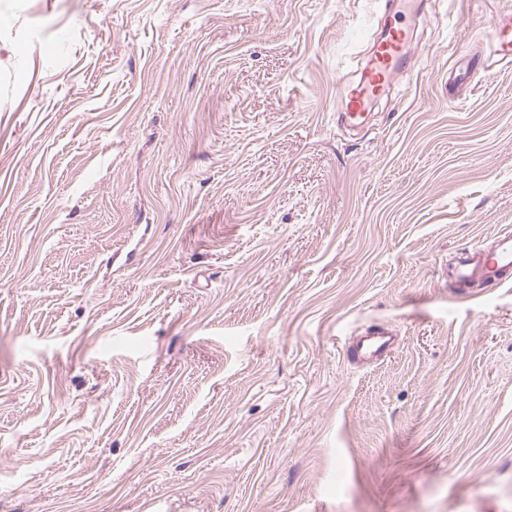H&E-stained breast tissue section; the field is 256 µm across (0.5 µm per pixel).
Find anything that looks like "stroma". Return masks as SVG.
Here are the masks:
<instances>
[{
  "label": "stroma",
  "instance_id": "obj_1",
  "mask_svg": "<svg viewBox=\"0 0 512 512\" xmlns=\"http://www.w3.org/2000/svg\"><path fill=\"white\" fill-rule=\"evenodd\" d=\"M427 3L350 129L378 0H0V512H512V0ZM489 56L487 68L512 65V9L494 7L489 14ZM451 277L463 291L480 283H508L512 279V232L497 233L489 245L480 243L461 250L455 255ZM393 337L385 331L369 332L353 340L350 359L355 363L382 360L393 348Z\"/></svg>",
  "mask_w": 512,
  "mask_h": 512
}]
</instances>
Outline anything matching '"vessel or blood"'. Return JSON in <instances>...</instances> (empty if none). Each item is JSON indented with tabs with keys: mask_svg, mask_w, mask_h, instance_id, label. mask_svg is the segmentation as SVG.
I'll list each match as a JSON object with an SVG mask.
<instances>
[{
	"mask_svg": "<svg viewBox=\"0 0 512 512\" xmlns=\"http://www.w3.org/2000/svg\"><path fill=\"white\" fill-rule=\"evenodd\" d=\"M488 67L512 65V9L492 8L489 14ZM411 29L402 23L387 24L370 48L361 79L347 90V110L340 119L352 126L363 125L370 102L390 86L398 73L412 65L409 53ZM456 288L476 284L502 285L512 281V232L497 233L490 244L460 251L451 267ZM393 338L384 331L370 332L353 340L350 358L356 363L383 359L393 348Z\"/></svg>",
	"mask_w": 512,
	"mask_h": 512,
	"instance_id": "obj_1",
	"label": "vessel or blood"
}]
</instances>
